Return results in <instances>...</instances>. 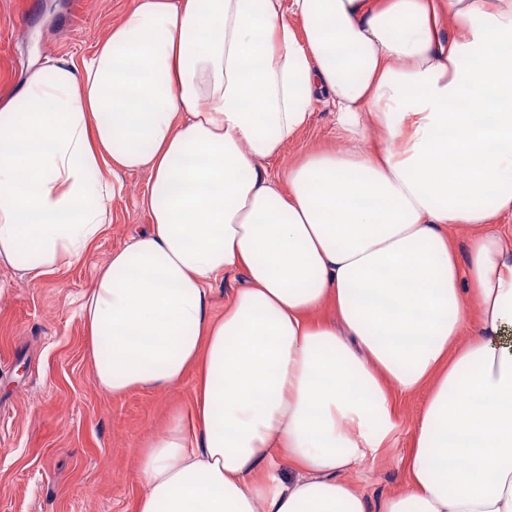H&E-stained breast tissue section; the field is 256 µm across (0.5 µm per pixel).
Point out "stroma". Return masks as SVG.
<instances>
[{
	"label": "stroma",
	"mask_w": 512,
	"mask_h": 512,
	"mask_svg": "<svg viewBox=\"0 0 512 512\" xmlns=\"http://www.w3.org/2000/svg\"><path fill=\"white\" fill-rule=\"evenodd\" d=\"M134 0H0V95L19 87L47 60L90 55ZM334 114L317 101L312 120L289 143L279 171L301 152L335 144ZM112 222L83 257L34 279L0 267V512H134L142 491L141 445L171 415L189 408L194 375L171 389L113 396L94 378L79 317L81 297L98 266L148 223L140 198L145 172L123 175ZM423 397L396 399V429L386 448L354 476L369 512L405 494L400 466L422 411Z\"/></svg>",
	"instance_id": "obj_1"
}]
</instances>
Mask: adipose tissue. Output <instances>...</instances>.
<instances>
[{
  "label": "adipose tissue",
  "mask_w": 512,
  "mask_h": 512,
  "mask_svg": "<svg viewBox=\"0 0 512 512\" xmlns=\"http://www.w3.org/2000/svg\"><path fill=\"white\" fill-rule=\"evenodd\" d=\"M322 95L340 147L270 173ZM140 171L88 354L112 395L195 388L135 512H367L395 391L425 402L381 512H512V0H134L0 99V266L88 253ZM242 277L239 274L225 275L213 283L212 292V313L219 317L224 315V304H226L233 291L241 286Z\"/></svg>",
  "instance_id": "ef3b65f1"
}]
</instances>
